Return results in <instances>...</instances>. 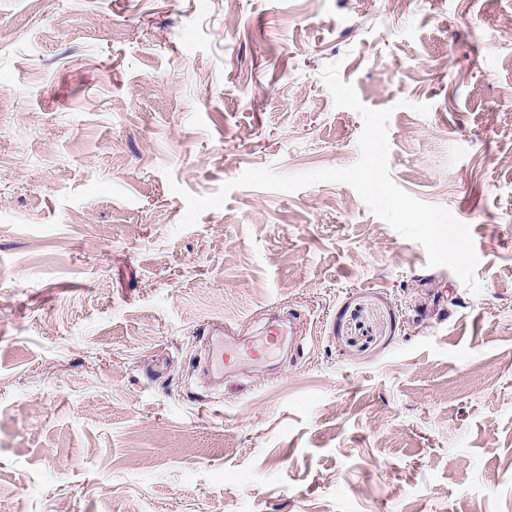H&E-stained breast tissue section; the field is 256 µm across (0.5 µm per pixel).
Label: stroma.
Segmentation results:
<instances>
[{"label":"stroma","mask_w":512,"mask_h":512,"mask_svg":"<svg viewBox=\"0 0 512 512\" xmlns=\"http://www.w3.org/2000/svg\"><path fill=\"white\" fill-rule=\"evenodd\" d=\"M336 61L481 294L345 183L179 229L356 162ZM0 512H512V0H0ZM201 336H208L204 343V363L207 369L213 370L222 367L224 369V363L229 364L233 356L237 355V351L234 349L224 350V330L214 329L213 327H204L200 333ZM213 336H218L213 338Z\"/></svg>","instance_id":"35a3bbf8"}]
</instances>
